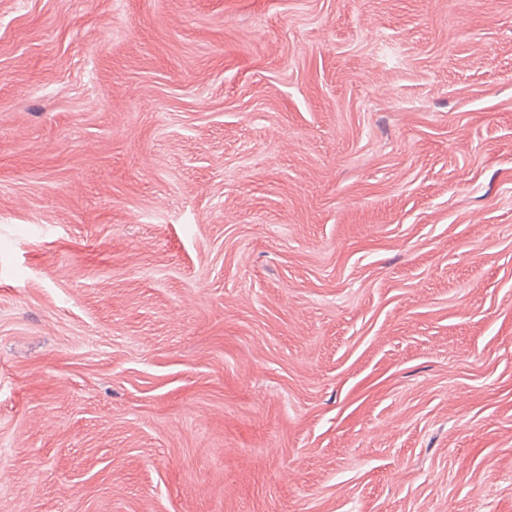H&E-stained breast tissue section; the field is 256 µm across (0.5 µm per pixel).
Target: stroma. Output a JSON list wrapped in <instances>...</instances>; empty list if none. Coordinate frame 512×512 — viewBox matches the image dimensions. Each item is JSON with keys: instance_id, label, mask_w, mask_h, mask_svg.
<instances>
[{"instance_id": "stroma-1", "label": "stroma", "mask_w": 512, "mask_h": 512, "mask_svg": "<svg viewBox=\"0 0 512 512\" xmlns=\"http://www.w3.org/2000/svg\"><path fill=\"white\" fill-rule=\"evenodd\" d=\"M0 512H512V0H0Z\"/></svg>"}]
</instances>
